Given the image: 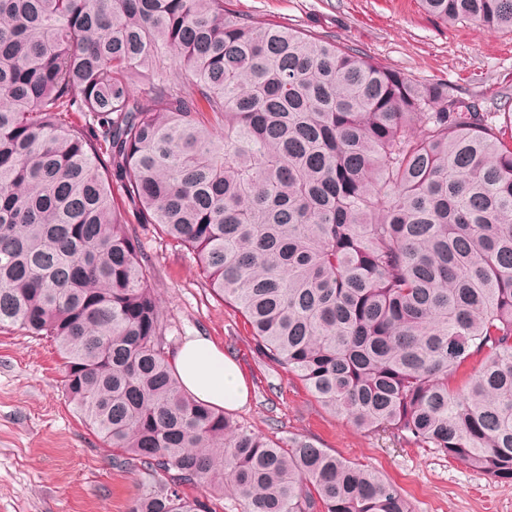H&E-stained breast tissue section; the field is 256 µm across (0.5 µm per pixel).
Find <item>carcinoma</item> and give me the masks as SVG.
<instances>
[{
  "mask_svg": "<svg viewBox=\"0 0 512 512\" xmlns=\"http://www.w3.org/2000/svg\"><path fill=\"white\" fill-rule=\"evenodd\" d=\"M420 4L512 29V0ZM136 224L327 410L512 482V111L227 0H0V330L56 343L67 401L141 476L128 512H213L199 486L241 512H410L183 391Z\"/></svg>",
  "mask_w": 512,
  "mask_h": 512,
  "instance_id": "obj_1",
  "label": "carcinoma"
}]
</instances>
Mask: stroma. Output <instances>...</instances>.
<instances>
[{
  "label": "stroma",
  "instance_id": "1",
  "mask_svg": "<svg viewBox=\"0 0 512 512\" xmlns=\"http://www.w3.org/2000/svg\"><path fill=\"white\" fill-rule=\"evenodd\" d=\"M261 22H279L359 49L416 80L448 83L496 110L512 97V31L444 23L418 0H231ZM152 284L176 349L208 336L232 357L250 387L229 416L261 435H301L337 456L379 471L412 512H512V483L498 482L434 448L364 433L325 409L296 378L262 358L243 318L216 297L194 256L153 227L139 228ZM53 341L0 332V512H128L139 477L112 465L105 447L67 402Z\"/></svg>",
  "mask_w": 512,
  "mask_h": 512
}]
</instances>
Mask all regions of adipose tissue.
Listing matches in <instances>:
<instances>
[{
    "mask_svg": "<svg viewBox=\"0 0 512 512\" xmlns=\"http://www.w3.org/2000/svg\"><path fill=\"white\" fill-rule=\"evenodd\" d=\"M183 390L218 409H232L247 400L246 380L238 365L206 336L184 342L170 359Z\"/></svg>",
    "mask_w": 512,
    "mask_h": 512,
    "instance_id": "obj_1",
    "label": "adipose tissue"
}]
</instances>
